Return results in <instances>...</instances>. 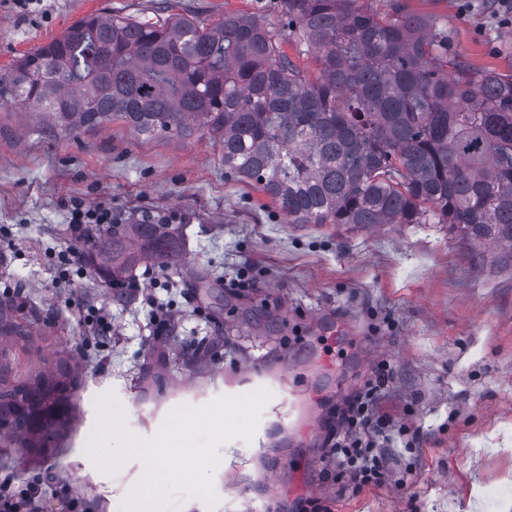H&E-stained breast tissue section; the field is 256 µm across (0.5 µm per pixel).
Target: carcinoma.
Instances as JSON below:
<instances>
[{
    "label": "carcinoma",
    "mask_w": 512,
    "mask_h": 512,
    "mask_svg": "<svg viewBox=\"0 0 512 512\" xmlns=\"http://www.w3.org/2000/svg\"><path fill=\"white\" fill-rule=\"evenodd\" d=\"M278 21L92 14L0 75V101L76 136L120 120L172 139L205 131L225 173L290 224H446L512 268V75L468 68L448 23L373 0H277ZM312 55L316 73L284 50ZM179 226L146 213L88 233L84 264L114 284L185 263ZM43 311L0 299V444L49 448L73 424L80 361L11 376Z\"/></svg>",
    "instance_id": "carcinoma-1"
}]
</instances>
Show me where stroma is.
<instances>
[{
	"label": "stroma",
	"mask_w": 512,
	"mask_h": 512,
	"mask_svg": "<svg viewBox=\"0 0 512 512\" xmlns=\"http://www.w3.org/2000/svg\"><path fill=\"white\" fill-rule=\"evenodd\" d=\"M277 0H0V73L91 14L154 21L169 11L277 19ZM448 20L460 60L512 74V23L494 0H402ZM35 115L0 116V293L45 312L16 376L63 350L84 367L78 419L57 447L1 448L0 480L45 492V512H121L141 460L102 471L85 447L94 400L113 394L127 427L148 439L166 415L260 388L273 397L252 440L220 445L217 501L182 493L168 512H512V269L463 245L444 224H289L252 186L225 176L208 135H143L113 121L75 137L37 132ZM132 220L159 211L181 225L186 263L144 266L115 285L63 280L74 202ZM154 287L164 319L144 300ZM98 311L110 332L86 323ZM343 343V355L332 354ZM389 364L383 402L419 431L401 452L403 480L355 493L328 475L336 408Z\"/></svg>",
	"instance_id": "stroma-1"
}]
</instances>
